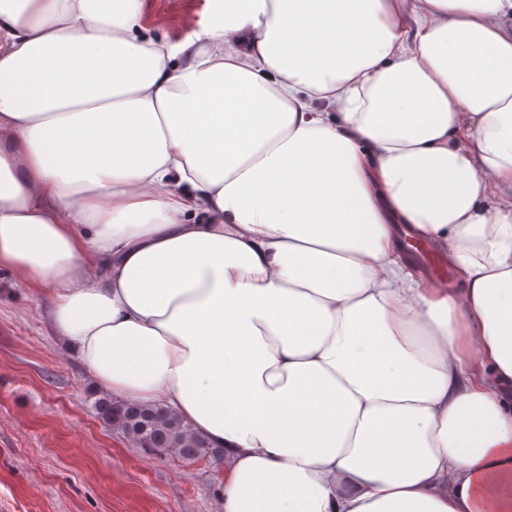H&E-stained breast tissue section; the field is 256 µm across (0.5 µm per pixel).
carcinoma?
Returning <instances> with one entry per match:
<instances>
[{
    "instance_id": "obj_1",
    "label": "carcinoma",
    "mask_w": 512,
    "mask_h": 512,
    "mask_svg": "<svg viewBox=\"0 0 512 512\" xmlns=\"http://www.w3.org/2000/svg\"><path fill=\"white\" fill-rule=\"evenodd\" d=\"M94 410L103 424L121 431L149 452L175 451L185 459L224 457V449L207 443L169 410L121 402L104 394L94 402Z\"/></svg>"
}]
</instances>
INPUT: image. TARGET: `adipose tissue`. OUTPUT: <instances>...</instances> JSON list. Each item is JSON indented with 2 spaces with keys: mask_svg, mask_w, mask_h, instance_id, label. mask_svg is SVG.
I'll return each mask as SVG.
<instances>
[{
  "mask_svg": "<svg viewBox=\"0 0 512 512\" xmlns=\"http://www.w3.org/2000/svg\"><path fill=\"white\" fill-rule=\"evenodd\" d=\"M143 9L0 0V270L224 512H512V0ZM208 0H147L148 9L144 23L156 35L167 34L172 39H180L187 32L185 20L194 21L205 16ZM409 245L412 255L426 268L430 286L434 288H445L447 269L441 260L444 259V255L431 247L433 254L428 244L419 238H412Z\"/></svg>",
  "mask_w": 512,
  "mask_h": 512,
  "instance_id": "obj_1",
  "label": "adipose tissue"
}]
</instances>
